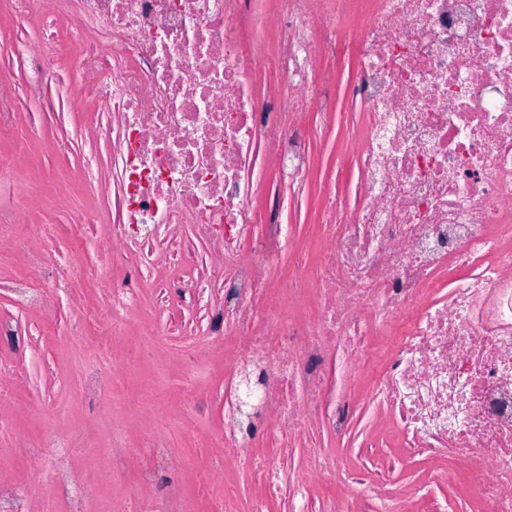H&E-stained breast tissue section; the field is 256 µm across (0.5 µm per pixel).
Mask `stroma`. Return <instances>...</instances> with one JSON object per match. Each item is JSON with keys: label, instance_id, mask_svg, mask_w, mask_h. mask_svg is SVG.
<instances>
[{"label": "stroma", "instance_id": "obj_1", "mask_svg": "<svg viewBox=\"0 0 512 512\" xmlns=\"http://www.w3.org/2000/svg\"><path fill=\"white\" fill-rule=\"evenodd\" d=\"M34 65V60L27 57L10 62L17 95V127L27 128L31 114L40 112L44 115L41 135L21 154L16 153L12 142L0 141V160L8 164L7 171L0 175V198L24 201L32 223L69 225L95 197L112 192V166L99 164L94 175L96 192L88 194L84 165L89 146L81 136V127L89 106L79 49L46 60L55 79L44 86L29 82ZM353 69V62L347 59L317 60L315 75L321 92L308 102L301 119L309 157L305 179L277 185L272 169L259 171L267 188L255 203L257 210L263 213L269 206H276L280 222L288 226L280 268H288L299 258L314 260L321 243V226L332 213L335 200L351 206L359 200L356 168L341 171L335 164L359 117L360 107L349 95ZM55 294L59 316L48 325L36 309L18 307L12 294L0 289V317L13 318L23 328L13 342L0 344V360L16 365L22 372L20 381L10 390L9 400L0 405L6 417V425L0 429V482H23L39 512L65 510L50 488L34 478L39 469L47 467V458L36 452L31 456L19 453V441H26L35 450L47 432L62 436L83 433L85 447L70 459L69 470L99 483L104 477L94 467L93 458L112 438L128 440L136 447L140 461L149 459L137 432L128 430L124 420L112 417L101 404L82 396L74 387L95 363L119 357L123 341L98 349L86 346L85 337L97 332L95 323L75 324V302L68 285H60ZM138 354L139 367L126 373L123 390L147 391L145 411L179 421L182 426L171 444L178 448L183 462L174 469L157 470L150 490L162 496L171 488H179L186 512H206L207 495L196 482L195 468L216 453L210 440L224 427V405L219 402L209 414L188 416L180 398V366L170 358L165 345L155 340L142 342ZM376 433L382 436L384 454L395 453L397 430L390 427L381 407L365 405L355 413L351 431L344 438L325 431L320 438L323 448L335 453L345 465L358 467L367 463L366 442Z\"/></svg>", "mask_w": 512, "mask_h": 512}]
</instances>
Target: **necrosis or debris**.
Here are the masks:
<instances>
[{"instance_id": "4bbe7bcc", "label": "necrosis or debris", "mask_w": 512, "mask_h": 512, "mask_svg": "<svg viewBox=\"0 0 512 512\" xmlns=\"http://www.w3.org/2000/svg\"><path fill=\"white\" fill-rule=\"evenodd\" d=\"M279 3L295 35L269 60L273 96L253 82L263 49L247 37L265 18L252 0H45L22 17L41 39L0 46L1 59L22 50L41 60L73 43L98 72L84 88L96 104L84 131L92 143L111 134L115 188L108 213L91 209L79 222L109 223L112 275L85 276L110 313L87 342L135 335L138 291L150 288V334L180 362L189 412L211 401L191 376L199 349L223 351L235 388L248 363L260 366L252 402L227 397L212 439L224 455L202 474L210 484L244 465L258 484L255 512L283 496L290 512H415L380 499L396 465L417 457L449 461L438 483L461 467L481 512H512V0ZM359 3L363 30L351 39L342 26ZM73 15L82 25L62 41L57 26ZM317 51L355 62L363 112L346 152L360 201L337 208L313 269L296 262L281 273L283 226L256 211L255 171L268 158L280 179L306 176L295 118L313 94ZM25 213L20 202L1 209L0 235L30 259L55 251L56 226ZM68 276L11 289L50 321L52 290ZM302 280L312 294L304 306L288 288ZM340 350L368 366L366 396L393 413L400 453L352 472L351 494L315 501L308 484L289 480V464L305 447L314 470L336 472L305 427L347 429L357 401L327 370ZM129 364L88 371L81 393L107 403ZM253 403L265 412L260 437ZM36 477L67 512H85L91 488L69 477L65 457Z\"/></svg>"}]
</instances>
